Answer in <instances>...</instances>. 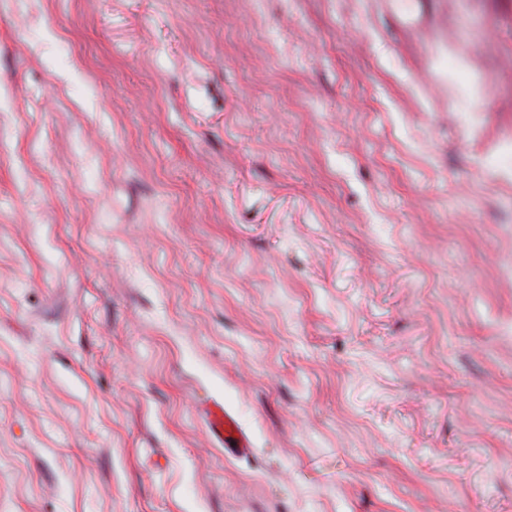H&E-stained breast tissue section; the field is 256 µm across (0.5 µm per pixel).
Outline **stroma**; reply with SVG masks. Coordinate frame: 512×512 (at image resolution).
Wrapping results in <instances>:
<instances>
[{
    "mask_svg": "<svg viewBox=\"0 0 512 512\" xmlns=\"http://www.w3.org/2000/svg\"><path fill=\"white\" fill-rule=\"evenodd\" d=\"M0 512H512V0L0 14ZM207 433L211 440L224 446L229 453L239 457L253 453L251 439L241 427L235 415L224 409V404L214 402L212 406L205 404L201 408Z\"/></svg>",
    "mask_w": 512,
    "mask_h": 512,
    "instance_id": "obj_1",
    "label": "stroma"
}]
</instances>
